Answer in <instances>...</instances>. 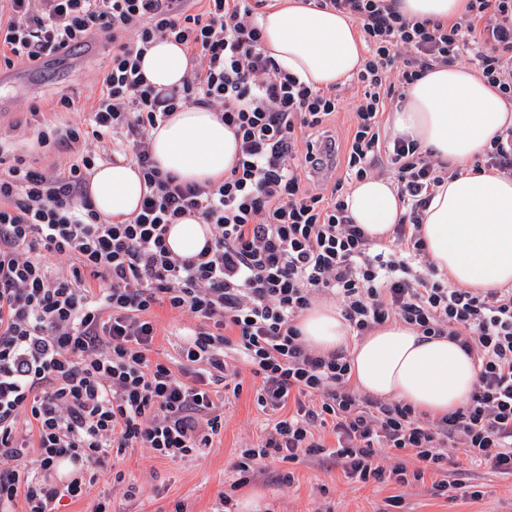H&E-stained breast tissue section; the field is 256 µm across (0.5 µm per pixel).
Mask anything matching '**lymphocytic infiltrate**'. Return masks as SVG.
I'll return each mask as SVG.
<instances>
[{
	"label": "lymphocytic infiltrate",
	"mask_w": 512,
	"mask_h": 512,
	"mask_svg": "<svg viewBox=\"0 0 512 512\" xmlns=\"http://www.w3.org/2000/svg\"><path fill=\"white\" fill-rule=\"evenodd\" d=\"M270 0H0V64H34L92 40L112 66L83 123L48 126L40 146L67 151L37 168L0 147V512H58L82 499L95 468L146 448L170 461L203 455L224 428L223 392L238 362L273 418L237 468L318 458L346 478L434 495L465 489L471 470L512 477V287L482 291L439 275L421 235L433 190L454 170L383 116L432 66L469 63L512 99V0H469L448 24L413 20L392 0H306L355 21L368 54L356 92L313 89L262 47ZM174 39L192 67L181 87L148 85L141 57ZM219 112L240 146L218 184L162 172L149 133L185 106ZM347 112L342 135L331 124ZM123 158L146 185L131 220L102 218L88 195L99 161ZM388 177L403 211L386 237L354 224V182ZM194 216L210 237L171 253L170 224ZM66 260L52 268L49 258ZM332 295L354 334L403 322L448 338L478 381L458 410L427 418L355 392L345 351L314 353L297 320ZM188 316L180 375L149 354L160 309ZM332 432L335 445L323 434Z\"/></svg>",
	"instance_id": "f902f5d3"
}]
</instances>
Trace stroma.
Returning <instances> with one entry per match:
<instances>
[{"instance_id":"1","label":"stroma","mask_w":512,"mask_h":512,"mask_svg":"<svg viewBox=\"0 0 512 512\" xmlns=\"http://www.w3.org/2000/svg\"><path fill=\"white\" fill-rule=\"evenodd\" d=\"M112 47L97 40L64 58H48L37 65L18 64L8 78H0V130L14 140L24 142L31 162L44 167L61 160L60 152L38 148L33 134L34 119L53 124L65 120L57 102L68 95L77 103L92 102L99 95L101 81L111 61ZM38 105L39 116H31L30 105ZM159 336L152 358L165 363H179V335L186 317L159 310ZM246 384L239 397L224 408V429L205 454L172 462L153 457L144 448L113 458L99 468L96 482L87 495L62 507L61 512H93L103 495H110L112 512H175L183 505L185 512H213L218 494L227 493L235 503L233 512H243L240 502L248 494H260L263 512H384L385 497L393 495L390 486H363L349 481L341 468H323L315 461L296 463L268 461L254 466L248 482L237 486L234 465L242 446L257 443L263 434L265 414L259 412L249 388L253 377L248 366H241ZM123 481H116V474ZM292 483H285V475ZM472 481L484 485L487 494L473 501H453L432 496L420 486L406 494L403 512H512V479H502L487 469L474 470ZM140 486L137 498H126L127 484Z\"/></svg>"}]
</instances>
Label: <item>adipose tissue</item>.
<instances>
[{
	"mask_svg": "<svg viewBox=\"0 0 512 512\" xmlns=\"http://www.w3.org/2000/svg\"><path fill=\"white\" fill-rule=\"evenodd\" d=\"M408 18L452 22L465 15L469 0H396ZM263 47L283 69L318 88L343 84L364 64L358 25L343 14L281 0L261 17ZM190 68L183 46L167 40L149 48L142 63L147 83L181 85ZM395 131L457 169L434 191L422 234L431 263L450 282L483 290L512 284V180L472 163L491 139L512 124V109L478 73L438 66L409 86L392 115ZM152 155L159 168L183 181L221 182L238 149L231 130L216 112L202 106L178 109L151 130ZM146 191L137 168L127 163L98 166L88 186L94 209L121 222L133 217ZM354 223L381 236L397 223L402 203L390 181L357 182L346 197ZM209 232L187 216L170 227L167 244L175 255L197 254ZM308 347L316 352L348 350L351 379L379 398L401 400L439 417L470 398L477 372L459 346L446 338L423 339L413 327L388 323L354 340L339 309L315 302L298 321Z\"/></svg>",
	"mask_w": 512,
	"mask_h": 512,
	"instance_id": "1",
	"label": "adipose tissue"
}]
</instances>
